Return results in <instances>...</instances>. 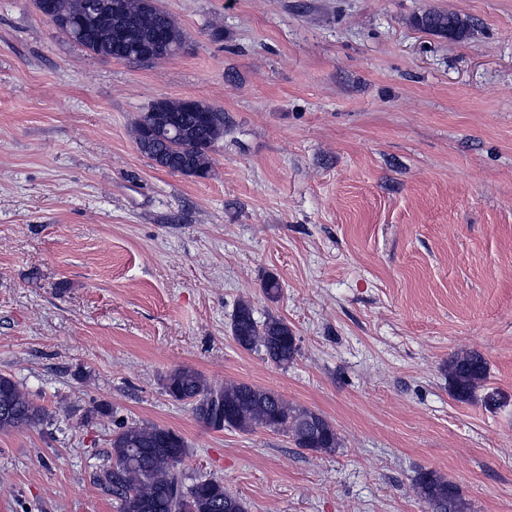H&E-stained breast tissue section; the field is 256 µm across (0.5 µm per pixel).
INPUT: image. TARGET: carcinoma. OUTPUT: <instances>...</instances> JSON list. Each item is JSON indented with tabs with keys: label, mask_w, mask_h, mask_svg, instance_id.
<instances>
[{
	"label": "carcinoma",
	"mask_w": 512,
	"mask_h": 512,
	"mask_svg": "<svg viewBox=\"0 0 512 512\" xmlns=\"http://www.w3.org/2000/svg\"><path fill=\"white\" fill-rule=\"evenodd\" d=\"M53 2L55 18L70 23V29L60 31L99 57L127 60L148 53L163 34L179 45L185 39L174 16L159 7L147 12L142 0H124L117 18L106 11L102 0ZM116 23L134 35L125 52L112 50ZM413 23L441 37L460 39L466 33L458 16L435 9L415 15ZM225 126L224 112L204 101H198V111L186 112L181 99L159 100L135 120L132 133L139 152L159 167L207 179L213 172V157L198 142L217 144L224 138ZM230 332L241 348L261 353L281 368L292 364L299 353L296 336L284 319L269 314L259 320L245 300L232 313ZM444 371L456 397L466 400L487 379L488 364L480 353L462 351L448 359ZM163 388L170 397L189 404L196 420L213 430L284 433L296 447L315 454H330L340 447L336 428L325 416L292 405L272 390L243 382L213 385L191 367L169 372ZM48 418L47 410L35 404L22 385L0 374V432L33 428ZM188 453L184 438L171 429L151 422H122L112 432L110 451L96 481L112 492L119 512H247L245 502L221 481L187 482L180 465ZM412 486L426 512H470L459 486L435 470L417 472Z\"/></svg>",
	"instance_id": "cac0c4a2"
}]
</instances>
